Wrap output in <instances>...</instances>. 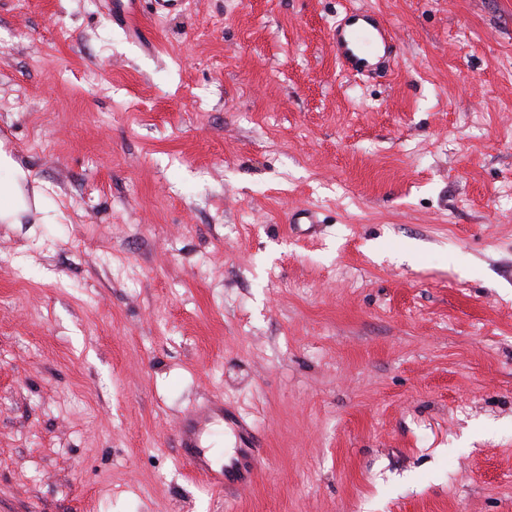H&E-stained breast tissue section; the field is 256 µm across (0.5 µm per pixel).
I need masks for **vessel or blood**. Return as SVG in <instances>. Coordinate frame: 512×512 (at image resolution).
Instances as JSON below:
<instances>
[{
  "instance_id": "vessel-or-blood-1",
  "label": "vessel or blood",
  "mask_w": 512,
  "mask_h": 512,
  "mask_svg": "<svg viewBox=\"0 0 512 512\" xmlns=\"http://www.w3.org/2000/svg\"><path fill=\"white\" fill-rule=\"evenodd\" d=\"M135 3L136 0H115L112 17L138 37L142 30ZM330 42L341 71L351 76L384 75L396 57L390 27L375 12L366 9L346 11L332 29ZM224 421L233 428L240 446L233 458L216 466L202 439L210 425ZM175 440L182 458L214 493L236 492L254 482L257 470L252 452L256 436L243 421L225 417L222 402H211L184 416Z\"/></svg>"
}]
</instances>
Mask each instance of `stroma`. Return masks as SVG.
Returning a JSON list of instances; mask_svg holds the SVG:
<instances>
[{
    "instance_id": "obj_1",
    "label": "stroma",
    "mask_w": 512,
    "mask_h": 512,
    "mask_svg": "<svg viewBox=\"0 0 512 512\" xmlns=\"http://www.w3.org/2000/svg\"><path fill=\"white\" fill-rule=\"evenodd\" d=\"M112 3L0 0V512H512V0ZM209 398L239 500L174 447ZM122 2L124 0H116L113 3L112 17L115 21H120L130 33L140 38L142 30L134 7L135 3L139 2V0H126L127 3ZM336 63L351 76H382L396 57L390 27L377 14L351 9L330 33ZM224 420L233 428L240 448L233 458L215 466L208 455V448L202 445V439L210 425L224 423ZM175 440L182 458L214 493L227 495L254 482L257 470L252 452L256 436L242 420L224 415L222 402H211L184 416L179 422Z\"/></svg>"
}]
</instances>
